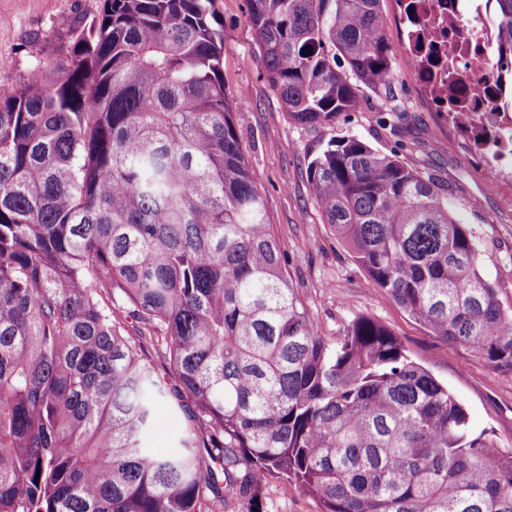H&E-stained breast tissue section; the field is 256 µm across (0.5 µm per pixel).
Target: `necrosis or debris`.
<instances>
[{
    "label": "necrosis or debris",
    "instance_id": "4bbe7bcc",
    "mask_svg": "<svg viewBox=\"0 0 512 512\" xmlns=\"http://www.w3.org/2000/svg\"><path fill=\"white\" fill-rule=\"evenodd\" d=\"M406 28L405 58L418 77L434 111L465 112L470 127L498 129L485 158L492 167L512 156V114L491 110L468 94L490 59L495 43V21L484 0H400ZM482 14L480 25H465V12ZM456 80L466 92L450 99L448 82Z\"/></svg>",
    "mask_w": 512,
    "mask_h": 512
}]
</instances>
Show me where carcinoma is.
Here are the masks:
<instances>
[{
    "label": "carcinoma",
    "instance_id": "cac0c4a2",
    "mask_svg": "<svg viewBox=\"0 0 512 512\" xmlns=\"http://www.w3.org/2000/svg\"><path fill=\"white\" fill-rule=\"evenodd\" d=\"M213 3L104 0L0 94V512H269L273 477L322 512H512V453L448 387L371 317L322 335L292 287ZM248 5L289 118L325 132L306 154L325 223L433 335L512 372V305L434 180L330 133L393 81L380 0ZM492 8L483 90L505 110L512 0ZM163 404L185 427L157 454Z\"/></svg>",
    "mask_w": 512,
    "mask_h": 512
}]
</instances>
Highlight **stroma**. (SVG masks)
Returning <instances> with one entry per match:
<instances>
[{
    "mask_svg": "<svg viewBox=\"0 0 512 512\" xmlns=\"http://www.w3.org/2000/svg\"><path fill=\"white\" fill-rule=\"evenodd\" d=\"M103 0H0V91L19 90L38 65L71 52L80 22ZM224 20V89L245 101L238 138L253 184L285 252L286 268L322 335L339 336L356 317L371 316L403 342L410 358L446 385L464 405L472 427L490 432L512 452V374L448 345L379 292L352 260L321 214L306 177V152L319 131L296 125L268 84L249 24L247 0H215ZM392 49L394 80L368 93L356 112L337 116L333 133L356 136L407 167L433 177L466 224L499 296L512 303V177L494 178L474 135L432 111L405 59L399 0H381Z\"/></svg>",
    "mask_w": 512,
    "mask_h": 512,
    "instance_id": "1",
    "label": "stroma"
}]
</instances>
